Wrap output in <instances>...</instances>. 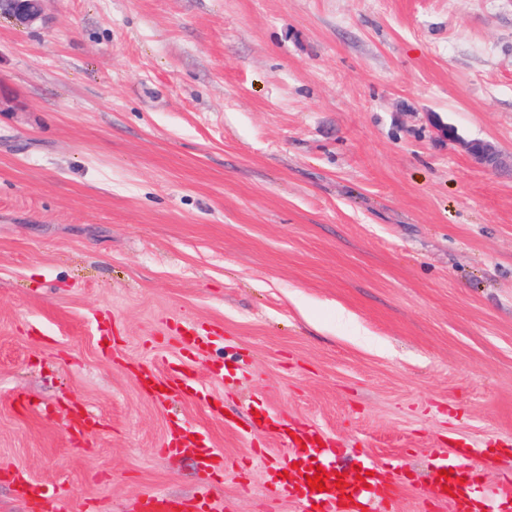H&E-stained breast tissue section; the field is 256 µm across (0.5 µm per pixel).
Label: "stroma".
<instances>
[{
    "instance_id": "obj_1",
    "label": "stroma",
    "mask_w": 512,
    "mask_h": 512,
    "mask_svg": "<svg viewBox=\"0 0 512 512\" xmlns=\"http://www.w3.org/2000/svg\"><path fill=\"white\" fill-rule=\"evenodd\" d=\"M440 121L512 152V0L0 15V512H36L21 479L68 512H197L206 482L298 512L300 432L374 457L377 512H457L441 453L476 512L512 499V173ZM438 132L448 139V142L460 144L477 164L487 171L512 170V153L502 154L492 143L479 139L465 140L461 138L455 127L439 124ZM446 470L450 474V479L445 480L444 477H439V471ZM454 470V473H451ZM462 468L456 464L446 462H440L434 465L432 469L434 483V490L442 495L455 494L458 501L461 503V508L464 509L466 493L468 490H473L474 485H478V474L475 469H469L464 473H461ZM459 478H464L463 484L459 483ZM443 486L450 487V492L444 491Z\"/></svg>"
}]
</instances>
